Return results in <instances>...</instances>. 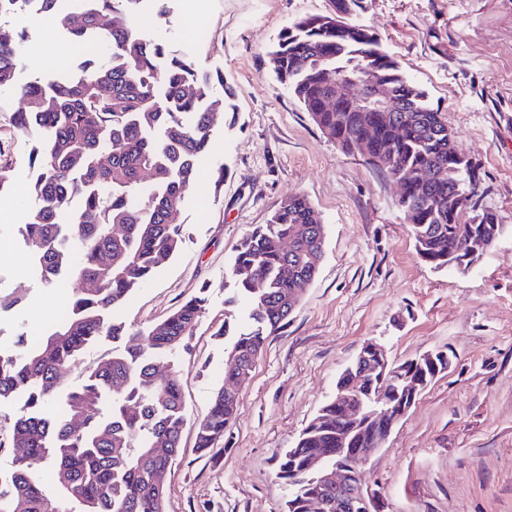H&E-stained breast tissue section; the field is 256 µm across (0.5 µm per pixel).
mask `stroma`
<instances>
[{
	"label": "stroma",
	"mask_w": 512,
	"mask_h": 512,
	"mask_svg": "<svg viewBox=\"0 0 512 512\" xmlns=\"http://www.w3.org/2000/svg\"><path fill=\"white\" fill-rule=\"evenodd\" d=\"M168 7L162 17L144 5L131 20L197 66L221 71L235 96L232 109L215 112L211 148L174 216L178 252L114 312L138 331L197 294L207 298L188 348L160 362L179 371L189 419L164 475L167 512H285L277 457L335 397L340 373L368 342L396 364L437 350L452 360L360 468L383 512H512V0H368L357 17L425 91L481 173L477 206L497 214L502 232L466 273L433 269L417 256L398 184L360 151L325 137L270 71L279 31L330 12L331 0H168ZM188 10L201 18L204 37L181 26ZM0 22L25 31L37 48V66L21 67L19 82L55 80L85 58L80 44L38 17L11 13ZM20 106L16 93L0 91V145L12 163L0 193V295L27 289L21 306L0 312V347L21 333L42 337L70 294L29 271L16 234L39 204L30 189L32 140L10 124ZM295 194L324 224L322 266L242 386L222 450L200 454L193 423L230 362L232 339L219 330L234 251ZM122 347L108 338L92 343L62 371L61 388L80 385Z\"/></svg>",
	"instance_id": "stroma-1"
}]
</instances>
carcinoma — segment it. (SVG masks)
I'll list each match as a JSON object with an SVG mask.
<instances>
[{"label":"carcinoma","instance_id":"cac0c4a2","mask_svg":"<svg viewBox=\"0 0 512 512\" xmlns=\"http://www.w3.org/2000/svg\"><path fill=\"white\" fill-rule=\"evenodd\" d=\"M328 15L298 19L283 28L269 53V67L342 149L364 129L358 112L320 107L322 71L355 77L376 70L410 111L399 125L374 112L373 139L379 162L372 166L400 186L399 205L410 220L418 257L435 269L448 262L473 235L488 245L499 238L496 213L475 212L480 171L463 162L455 136L420 90L381 46L375 32L344 18L366 11L367 0H333ZM144 0H77L61 14L56 0H40L41 16L92 51L79 74L43 83H18L23 33L0 25V90L24 101L14 127L32 137L29 165L42 206L31 213L24 243L51 286L73 283L68 311L34 343L18 337L0 349V400L25 397V412L13 423L12 447L24 450L0 487V512H166V490L156 476L181 448L186 425L178 371L159 369L156 359L187 347L206 313L195 296L145 331L132 333L114 318L133 290L177 253L180 228L171 219L194 184L197 161L212 142L211 114L233 90L219 71L195 67L136 25L115 24L113 14L134 13ZM432 171L426 193L415 177ZM153 191L145 193L144 182ZM461 206L448 212V195ZM324 226L301 195L282 200L268 222L253 228L232 262V296L225 304L221 334L234 337L224 383L212 395L205 417L195 423V448L206 455L224 440L236 417L237 378L264 351L268 337L288 319L291 299L314 281L323 258ZM262 284L256 289L255 284ZM252 307L251 327L237 332L230 307L237 298ZM136 343L112 355L83 383L58 390L59 373L89 344L130 335ZM398 375L431 380L426 359L388 365ZM377 376H364L367 413L388 409L377 399ZM348 420L336 418V402L325 403L301 432L292 454H282L277 476L289 487L287 512H306L308 450L321 448L336 467L338 433ZM380 423L350 431L348 448H368ZM51 469L56 483L42 481Z\"/></svg>","mask_w":512,"mask_h":512}]
</instances>
